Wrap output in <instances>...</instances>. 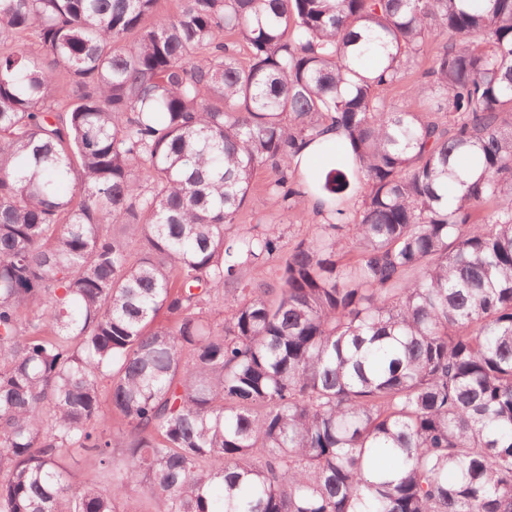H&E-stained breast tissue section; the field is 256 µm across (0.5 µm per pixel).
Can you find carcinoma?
Masks as SVG:
<instances>
[{"mask_svg": "<svg viewBox=\"0 0 512 512\" xmlns=\"http://www.w3.org/2000/svg\"><path fill=\"white\" fill-rule=\"evenodd\" d=\"M157 3L0 0V512H512V0ZM349 151L343 132L335 126H327L314 141L301 145L295 162L299 160L298 171L304 179L305 185H309L310 165L319 161L324 165H334ZM297 169L295 175H297ZM275 177V171L271 166L258 169L253 177V188L245 206L240 210L234 230L235 233L251 231L255 224H275L281 233V250L265 266L261 275H254L247 270L244 273L246 282L253 279H262L275 283L280 276L283 261L288 255L289 244L302 238H309L314 233L315 224H321L323 220L312 213H307L303 218H296L289 214L284 203L267 191L268 183ZM69 466L73 474V483L76 485H82L96 479L97 468L94 461L88 457L73 454L69 460Z\"/></svg>", "mask_w": 512, "mask_h": 512, "instance_id": "1", "label": "carcinoma"}]
</instances>
